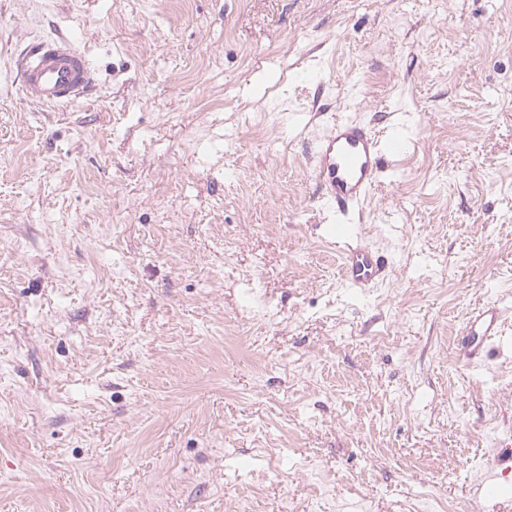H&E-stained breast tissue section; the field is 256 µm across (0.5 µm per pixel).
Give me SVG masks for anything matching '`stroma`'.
I'll list each match as a JSON object with an SVG mask.
<instances>
[{
	"mask_svg": "<svg viewBox=\"0 0 512 512\" xmlns=\"http://www.w3.org/2000/svg\"><path fill=\"white\" fill-rule=\"evenodd\" d=\"M50 36L95 73L60 109L13 66ZM338 117L410 138L361 292ZM511 435L512 0H0V512H512ZM357 224H328L323 236L345 246L343 279L350 288H371L382 283L388 267L384 257L371 250L349 245ZM502 312L497 304L488 303L471 313L457 343L460 360L467 364L475 362L485 348L502 335ZM512 443L511 437L507 440H504L500 443L501 448H497L496 455L494 457L493 463L495 466L489 470H487L482 477V484L484 485V489L489 494H495L497 492L496 481H495V469L504 464L511 463L512 464Z\"/></svg>",
	"mask_w": 512,
	"mask_h": 512,
	"instance_id": "obj_1",
	"label": "stroma"
}]
</instances>
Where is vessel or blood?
Returning a JSON list of instances; mask_svg holds the SVG:
<instances>
[{"instance_id": "vessel-or-blood-1", "label": "vessel or blood", "mask_w": 512, "mask_h": 512, "mask_svg": "<svg viewBox=\"0 0 512 512\" xmlns=\"http://www.w3.org/2000/svg\"><path fill=\"white\" fill-rule=\"evenodd\" d=\"M19 91L28 102L66 107L86 97L94 76L88 60L73 41L58 38L36 40L19 59ZM407 148L397 133L379 139L365 125L347 120L333 122L314 147L315 182L321 199L340 215H348L367 198L384 163L399 158ZM354 227L330 224L326 238L344 246L343 279L352 288H371L382 283L388 267L384 257L371 250L350 245ZM502 310L488 303L469 316L457 343V355L465 363L478 360L485 348L501 334ZM482 483L487 493H496L494 469L512 464V442L502 441Z\"/></svg>"}]
</instances>
